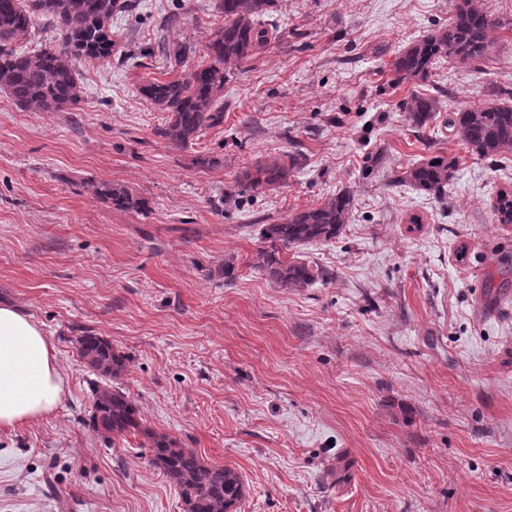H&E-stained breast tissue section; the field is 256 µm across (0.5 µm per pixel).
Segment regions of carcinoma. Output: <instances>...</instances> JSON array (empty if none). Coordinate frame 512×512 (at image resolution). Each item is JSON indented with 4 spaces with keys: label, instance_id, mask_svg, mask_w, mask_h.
Here are the masks:
<instances>
[{
    "label": "carcinoma",
    "instance_id": "obj_1",
    "mask_svg": "<svg viewBox=\"0 0 512 512\" xmlns=\"http://www.w3.org/2000/svg\"><path fill=\"white\" fill-rule=\"evenodd\" d=\"M276 0H218L224 25L208 44L210 62L194 67L168 81L154 80L141 88L143 97L155 108L169 113L159 136L179 148L195 144L205 133L224 124V82L238 68L277 38L278 29L267 27L266 17ZM132 0H0V91L8 93L20 107L35 112H64L78 108L82 87L69 60L52 49L31 53L20 47L28 41L38 21L58 30L76 55L107 57L112 52V16L132 7ZM448 26L425 36L396 56L395 81H426L437 61L448 59L478 69L492 49L491 32L499 22L485 10L483 0H451ZM417 131L439 110V100L430 95H411L401 104ZM466 147L488 158L512 153V91L509 100L465 104L448 118ZM300 161L299 153L289 164L279 162L246 175L251 188L272 187L285 182L290 169ZM457 161L435 155L407 168L397 177L416 190L434 197L445 194L454 177ZM99 196L119 209L142 211L145 199L126 187L107 184L96 189ZM351 193L342 190L316 207L288 214L279 224H262L263 246L256 254V267L283 288H305L321 271L305 262L288 261V251L312 241H329L339 236L348 223ZM493 215L500 224H512V192L503 190L496 198ZM80 357L103 376L115 378L127 367V357L112 341L93 334L77 339ZM90 426L103 436L124 437L140 430L138 407L122 388L110 385L93 388ZM151 464L178 489L185 512H238L244 497L243 482L228 466H212L193 450L181 448L165 435L148 434Z\"/></svg>",
    "mask_w": 512,
    "mask_h": 512
}]
</instances>
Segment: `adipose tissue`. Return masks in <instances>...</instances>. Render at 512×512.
Segmentation results:
<instances>
[{
  "label": "adipose tissue",
  "instance_id": "ef3b65f1",
  "mask_svg": "<svg viewBox=\"0 0 512 512\" xmlns=\"http://www.w3.org/2000/svg\"><path fill=\"white\" fill-rule=\"evenodd\" d=\"M64 392L54 349L31 316L0 304V430L50 415Z\"/></svg>",
  "mask_w": 512,
  "mask_h": 512
}]
</instances>
